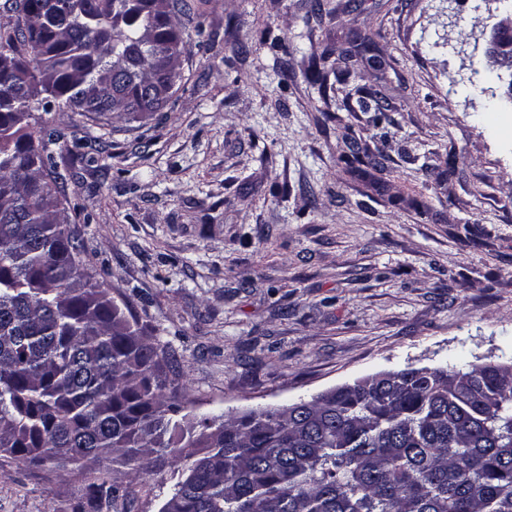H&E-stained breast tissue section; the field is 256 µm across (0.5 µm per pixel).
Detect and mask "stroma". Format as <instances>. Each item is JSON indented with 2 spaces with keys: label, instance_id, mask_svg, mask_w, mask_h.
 Returning a JSON list of instances; mask_svg holds the SVG:
<instances>
[{
  "label": "stroma",
  "instance_id": "35a3bbf8",
  "mask_svg": "<svg viewBox=\"0 0 512 512\" xmlns=\"http://www.w3.org/2000/svg\"><path fill=\"white\" fill-rule=\"evenodd\" d=\"M188 2L161 111L34 113L85 264L177 353L176 404L512 364V72L484 57L512 0ZM179 478L111 512H160ZM86 486L0 453V512H74Z\"/></svg>",
  "mask_w": 512,
  "mask_h": 512
}]
</instances>
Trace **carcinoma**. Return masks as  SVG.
Wrapping results in <instances>:
<instances>
[{"label": "carcinoma", "mask_w": 512, "mask_h": 512, "mask_svg": "<svg viewBox=\"0 0 512 512\" xmlns=\"http://www.w3.org/2000/svg\"><path fill=\"white\" fill-rule=\"evenodd\" d=\"M184 0H13L0 35V452L90 467L79 512H109L137 476L181 474L160 512H512V366L395 372L184 433L170 347L132 325L60 218L56 132L31 100L96 117L157 112ZM38 59L29 69L24 54ZM178 451H173V448Z\"/></svg>", "instance_id": "1"}]
</instances>
